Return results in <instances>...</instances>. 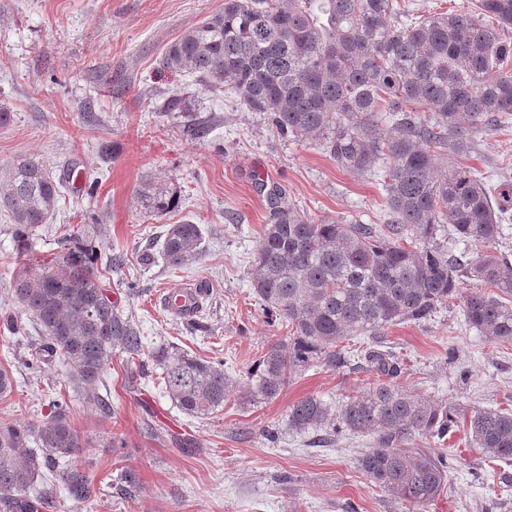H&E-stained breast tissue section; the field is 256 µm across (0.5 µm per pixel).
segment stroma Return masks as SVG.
<instances>
[{
    "mask_svg": "<svg viewBox=\"0 0 512 512\" xmlns=\"http://www.w3.org/2000/svg\"><path fill=\"white\" fill-rule=\"evenodd\" d=\"M223 9L224 0H0V107L12 114L0 129V182L13 157L38 153L95 186L91 196L67 192L35 231L37 258H53L62 239L82 229V213L92 212L101 228L95 247L112 263L101 284L139 322L148 346L164 341L206 360L223 358L233 383L222 409L195 419L118 353L105 375L107 412L83 401L62 361L41 373L29 369L0 323V367L12 375L0 418L38 423L53 400H66L85 441L72 464L96 491L65 512H406L358 466L372 436L345 434L321 448L288 428L296 401L314 395L341 404L364 392L374 373L314 366L275 399L248 394L252 363L288 334L266 314L249 278L268 220L264 185H279L286 204L309 217L380 229L386 194L380 176L338 168L314 143L280 137L266 113L247 110L233 92H210L163 66L175 38ZM175 96L211 120L206 138L185 133V113L163 111ZM471 140L457 165L512 188V122L474 130ZM104 141L110 154L99 149ZM147 183L177 188L178 208L147 217L138 202ZM185 221L201 227L203 252L171 268L158 251L168 226ZM13 227L0 208V316L20 311L11 287ZM130 282L138 290L132 298L125 295ZM185 283L203 291L197 318L206 329L196 334L154 303L161 289ZM383 348L402 361L401 386L459 411L444 441H417L455 457L447 491L426 512H512V461L489 459L467 434L475 412L512 410V343H491L469 329L456 299L428 320L390 327ZM125 469L138 477L130 492L118 479Z\"/></svg>",
    "mask_w": 512,
    "mask_h": 512,
    "instance_id": "35a3bbf8",
    "label": "stroma"
}]
</instances>
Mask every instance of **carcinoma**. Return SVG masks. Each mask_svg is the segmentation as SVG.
Masks as SVG:
<instances>
[{"mask_svg": "<svg viewBox=\"0 0 512 512\" xmlns=\"http://www.w3.org/2000/svg\"><path fill=\"white\" fill-rule=\"evenodd\" d=\"M512 0H471L448 13L408 10L400 0H224V11L184 31L163 63L196 75L215 91L228 88L252 112L268 114L276 133L316 143L344 170L380 174L386 191L384 235L353 220L315 221L284 203L280 187L267 194L269 222L250 269L264 310L288 322L289 336L260 356L250 392L277 398L291 378L321 364H347L343 342L382 336L392 325L427 319L457 297L460 277L499 291L472 288L463 296L466 325L491 342H512V263L484 254L469 267L428 242L438 224L479 246L502 234L506 210L499 192L476 170L440 168L470 152L474 130L512 116ZM66 177L34 155L17 157L0 187V205L15 224L21 254L36 228L54 215ZM144 213L163 216L175 191L146 184ZM202 231L190 221L169 226L161 256L181 267L202 254ZM90 236L68 235L48 263L14 271L13 296L41 330L30 355L44 369L58 359L88 403L116 353L158 375L164 393L184 414L205 418L224 407L229 379L219 360L166 346L145 351L140 324L101 287ZM363 360L376 382L338 408L316 396L288 410V428L331 444L342 433L374 436L359 467L374 485L412 512H422L448 486L443 453L413 445L442 440L456 409L395 382L398 359L369 347ZM471 441L498 461L512 460V411L486 409L467 425ZM35 449H30V444ZM84 438L67 403L54 401L37 426L0 419V500L10 512L62 508L36 488L52 476L65 500L92 493L91 480L65 466Z\"/></svg>", "mask_w": 512, "mask_h": 512, "instance_id": "carcinoma-1", "label": "carcinoma"}]
</instances>
